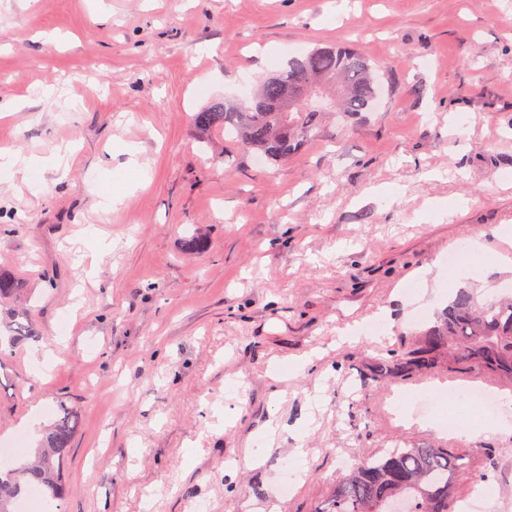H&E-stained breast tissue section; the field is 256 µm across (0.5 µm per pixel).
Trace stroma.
Listing matches in <instances>:
<instances>
[{"instance_id":"stroma-1","label":"stroma","mask_w":512,"mask_h":512,"mask_svg":"<svg viewBox=\"0 0 512 512\" xmlns=\"http://www.w3.org/2000/svg\"><path fill=\"white\" fill-rule=\"evenodd\" d=\"M336 2L0 0V103L24 104L0 116V149L68 161L0 181V269L25 283L0 310L40 335L0 345V445L30 411L45 429L77 408L65 512H318L347 464L396 445L463 451L462 495L489 475L481 512H512V427L469 443L395 410L411 398L421 417L433 380L512 397L511 377L442 356L373 379L422 345L434 316L409 298L424 273L444 302L512 288V270L486 288L446 265L479 233L491 264L494 228L512 226V0ZM345 41L383 85L345 130L326 116L324 138L272 165L193 125ZM99 192L119 204L96 207ZM378 320L381 341L341 340Z\"/></svg>"}]
</instances>
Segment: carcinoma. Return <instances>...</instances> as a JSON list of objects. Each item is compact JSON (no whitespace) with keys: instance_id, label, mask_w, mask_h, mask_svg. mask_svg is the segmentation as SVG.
I'll list each match as a JSON object with an SVG mask.
<instances>
[{"instance_id":"carcinoma-1","label":"carcinoma","mask_w":512,"mask_h":512,"mask_svg":"<svg viewBox=\"0 0 512 512\" xmlns=\"http://www.w3.org/2000/svg\"><path fill=\"white\" fill-rule=\"evenodd\" d=\"M374 69L368 58L350 47L318 46L289 58L282 70L253 87L240 105L217 100L194 113L192 122L201 130L231 132L245 151L280 161L320 136L323 112H338L347 119L375 111L380 90ZM21 288L17 279L0 272V298ZM25 318L17 311L0 319L9 343L33 335ZM423 336L420 351L380 358L374 381L382 384L412 369L426 371L441 354L473 365L489 377L512 376L511 298L480 304L461 289ZM81 426L77 409L60 407L34 459L0 467V512H15L16 502L31 488L43 492L53 512H61L66 463ZM463 467V456L448 448H387L349 468L318 512H389V503L396 499L407 503V512H458L463 498L456 491L454 475Z\"/></svg>"}]
</instances>
